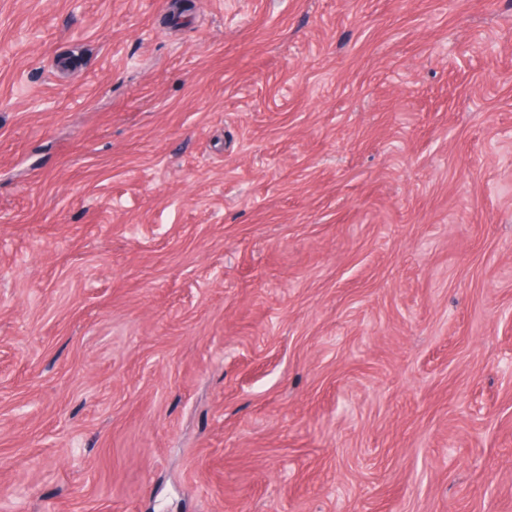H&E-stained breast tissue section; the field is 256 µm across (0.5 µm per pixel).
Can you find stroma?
Masks as SVG:
<instances>
[{
    "mask_svg": "<svg viewBox=\"0 0 512 512\" xmlns=\"http://www.w3.org/2000/svg\"><path fill=\"white\" fill-rule=\"evenodd\" d=\"M0 512H512V0H0Z\"/></svg>",
    "mask_w": 512,
    "mask_h": 512,
    "instance_id": "1",
    "label": "stroma"
}]
</instances>
